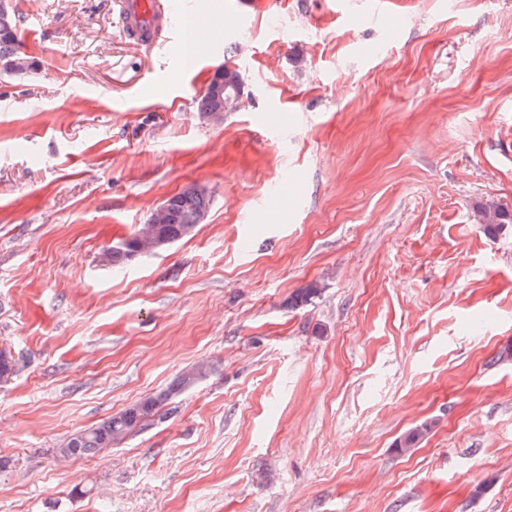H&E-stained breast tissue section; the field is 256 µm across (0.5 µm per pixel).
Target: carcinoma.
Instances as JSON below:
<instances>
[{
    "label": "carcinoma",
    "mask_w": 512,
    "mask_h": 512,
    "mask_svg": "<svg viewBox=\"0 0 512 512\" xmlns=\"http://www.w3.org/2000/svg\"><path fill=\"white\" fill-rule=\"evenodd\" d=\"M9 24L0 22V71L11 74L9 66L17 59L29 62V69L37 68L38 63L20 50L18 38L21 14L16 7L8 4ZM197 111L202 118H210L224 109V99L217 97L205 86L196 100ZM211 195L205 188L190 185L172 195L161 224H143L129 238L102 252L104 263L114 268H122L137 256L162 250L175 242L193 236L197 227L205 223L211 207ZM478 223L489 236H495L512 224V212L500 208L478 205L474 207ZM323 288L312 282L299 289L294 297L295 305L308 304L319 298ZM201 366L183 372L164 392L147 397L126 410L115 414L103 423L72 434L59 448L63 456H83L100 448H110L122 442L136 428L143 426L160 415L162 406L170 399L193 387L203 377ZM434 427L432 422H422L406 433L396 443V450L407 452L429 435Z\"/></svg>",
    "instance_id": "obj_1"
}]
</instances>
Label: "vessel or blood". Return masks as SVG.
I'll list each match as a JSON object with an SVG mask.
<instances>
[{
  "label": "vessel or blood",
  "instance_id": "obj_1",
  "mask_svg": "<svg viewBox=\"0 0 512 512\" xmlns=\"http://www.w3.org/2000/svg\"><path fill=\"white\" fill-rule=\"evenodd\" d=\"M116 5L124 33L145 45L156 42L181 19L174 0H116Z\"/></svg>",
  "mask_w": 512,
  "mask_h": 512
}]
</instances>
